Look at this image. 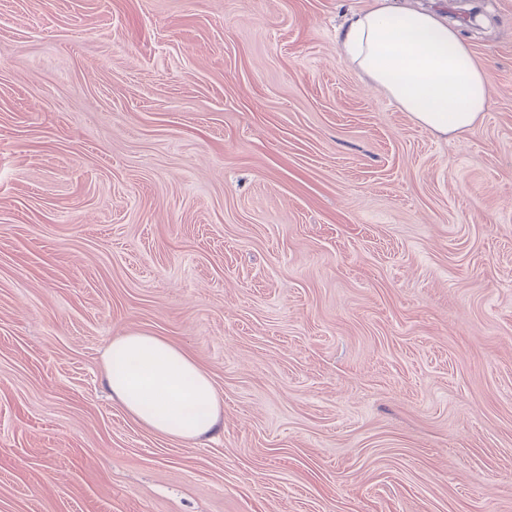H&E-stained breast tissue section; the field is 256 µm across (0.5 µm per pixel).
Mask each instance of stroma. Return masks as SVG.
I'll return each instance as SVG.
<instances>
[{
	"instance_id": "stroma-1",
	"label": "stroma",
	"mask_w": 512,
	"mask_h": 512,
	"mask_svg": "<svg viewBox=\"0 0 512 512\" xmlns=\"http://www.w3.org/2000/svg\"><path fill=\"white\" fill-rule=\"evenodd\" d=\"M451 138L341 59L372 0H0V512H512V0ZM175 341L222 427L112 399ZM103 370L112 397L154 433L201 440L221 423L210 376L170 340L145 332L114 337Z\"/></svg>"
}]
</instances>
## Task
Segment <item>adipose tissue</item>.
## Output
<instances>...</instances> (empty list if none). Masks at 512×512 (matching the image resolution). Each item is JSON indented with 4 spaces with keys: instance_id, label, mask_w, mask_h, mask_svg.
Returning a JSON list of instances; mask_svg holds the SVG:
<instances>
[{
    "instance_id": "obj_1",
    "label": "adipose tissue",
    "mask_w": 512,
    "mask_h": 512,
    "mask_svg": "<svg viewBox=\"0 0 512 512\" xmlns=\"http://www.w3.org/2000/svg\"><path fill=\"white\" fill-rule=\"evenodd\" d=\"M337 41L362 80L438 135L463 134L488 110V65L433 12L373 0L347 19ZM103 370L113 398L154 433L201 440L221 423L210 376L170 340L145 332L114 337Z\"/></svg>"
}]
</instances>
